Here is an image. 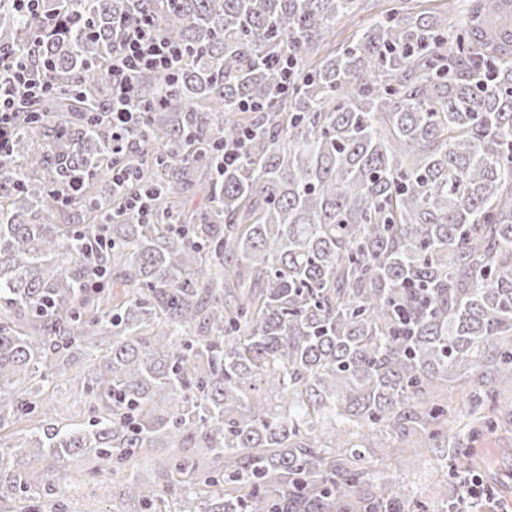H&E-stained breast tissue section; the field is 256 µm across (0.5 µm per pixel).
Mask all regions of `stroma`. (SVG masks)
Segmentation results:
<instances>
[{
    "instance_id": "stroma-1",
    "label": "stroma",
    "mask_w": 512,
    "mask_h": 512,
    "mask_svg": "<svg viewBox=\"0 0 512 512\" xmlns=\"http://www.w3.org/2000/svg\"><path fill=\"white\" fill-rule=\"evenodd\" d=\"M467 391L468 386L461 379H450L448 394L456 409L448 424V438L467 447L469 456L454 457L449 448H412L406 439L388 436L383 447L366 453L377 483L407 484L426 502L428 512H448L439 489L454 460L481 484L494 488L496 506L512 505V429L471 438ZM39 399L44 418L57 426L81 427L92 418L91 405L79 383L68 376L45 387ZM26 468L31 492L39 500L42 512H53L58 501L64 503L66 512H144L139 504L123 497L120 480L86 473L73 460L37 455L28 458Z\"/></svg>"
}]
</instances>
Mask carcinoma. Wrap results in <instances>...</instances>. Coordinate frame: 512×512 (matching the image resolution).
Masks as SVG:
<instances>
[{"mask_svg": "<svg viewBox=\"0 0 512 512\" xmlns=\"http://www.w3.org/2000/svg\"><path fill=\"white\" fill-rule=\"evenodd\" d=\"M141 2L182 61L135 77L147 135L121 151L125 0H0V50L52 85L0 158V426L75 359L95 413L0 450V512L35 453L146 508L426 512L366 452L445 442L450 373L474 409L512 393V0H390L327 50L362 0ZM142 448L214 468L148 484Z\"/></svg>", "mask_w": 512, "mask_h": 512, "instance_id": "obj_1", "label": "carcinoma"}]
</instances>
